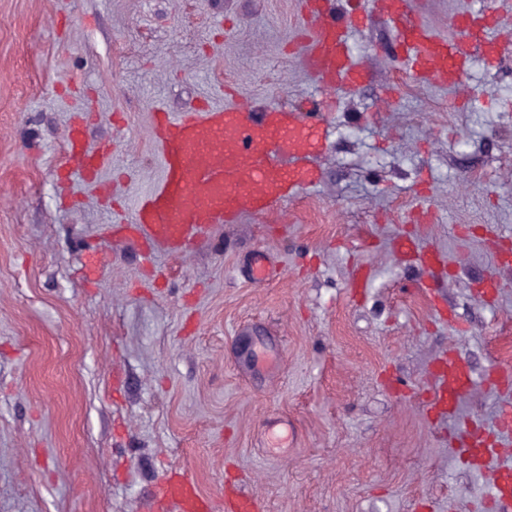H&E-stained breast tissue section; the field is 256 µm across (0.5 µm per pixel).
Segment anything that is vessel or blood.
I'll list each match as a JSON object with an SVG mask.
<instances>
[{"mask_svg":"<svg viewBox=\"0 0 512 512\" xmlns=\"http://www.w3.org/2000/svg\"><path fill=\"white\" fill-rule=\"evenodd\" d=\"M304 27L299 45L302 62L317 82L330 89L354 90L369 77L353 59L349 32L375 18L397 30L410 76L455 88L461 85L469 56L490 65L501 63L506 45L491 36L502 23L492 8L454 16L459 35L447 40L424 27L409 0H368L367 7L338 9L334 0H303ZM163 178L136 201L128 232L150 248L181 253L207 237L215 225L233 224L245 215L267 217L283 202L314 184L315 158L324 145L323 113L269 108L262 112L231 104L180 116L161 113L157 120ZM69 151L82 173L104 166L105 156L84 150L78 137ZM440 387L428 409L456 416L472 387L467 365L448 359L441 366ZM461 452L475 458L502 456V449L480 434L455 435ZM489 488L500 512H512V465L498 467ZM158 505L178 512H260L256 498L231 491L214 498L201 492L193 475L179 469L155 490Z\"/></svg>","mask_w":512,"mask_h":512,"instance_id":"1","label":"vessel or blood"}]
</instances>
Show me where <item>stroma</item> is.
Wrapping results in <instances>:
<instances>
[{
	"label": "stroma",
	"instance_id": "stroma-1",
	"mask_svg": "<svg viewBox=\"0 0 512 512\" xmlns=\"http://www.w3.org/2000/svg\"><path fill=\"white\" fill-rule=\"evenodd\" d=\"M301 27L302 0H0V512H158L178 468L263 512H494L448 436L512 447V55L422 85L373 19L343 94L304 71ZM229 103L326 108L317 184L178 257L114 235L162 176L153 113ZM74 126L109 156L96 181L68 167ZM450 353L474 377L451 421L426 407Z\"/></svg>",
	"mask_w": 512,
	"mask_h": 512
}]
</instances>
